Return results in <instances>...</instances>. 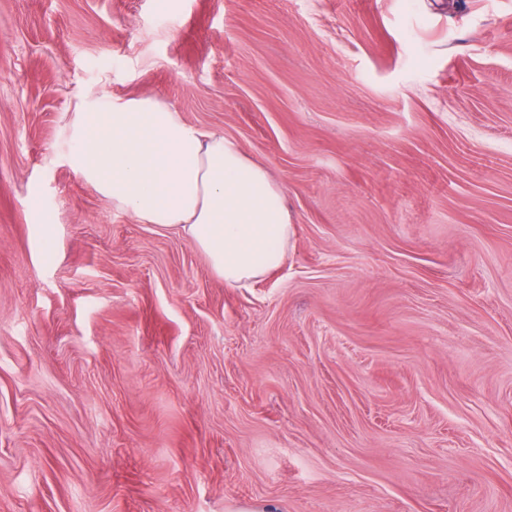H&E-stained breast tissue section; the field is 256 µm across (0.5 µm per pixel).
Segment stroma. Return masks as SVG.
<instances>
[{"label":"stroma","instance_id":"1","mask_svg":"<svg viewBox=\"0 0 512 512\" xmlns=\"http://www.w3.org/2000/svg\"><path fill=\"white\" fill-rule=\"evenodd\" d=\"M161 100L281 184L228 288L66 164ZM512 512V0H0V512Z\"/></svg>","mask_w":512,"mask_h":512}]
</instances>
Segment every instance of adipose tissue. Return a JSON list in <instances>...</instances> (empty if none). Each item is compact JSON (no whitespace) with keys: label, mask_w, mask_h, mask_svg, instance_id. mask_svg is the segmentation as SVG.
<instances>
[{"label":"adipose tissue","mask_w":512,"mask_h":512,"mask_svg":"<svg viewBox=\"0 0 512 512\" xmlns=\"http://www.w3.org/2000/svg\"><path fill=\"white\" fill-rule=\"evenodd\" d=\"M67 162L138 222L171 229L230 288L265 280L288 256L294 226L282 187L223 132L152 98L84 100Z\"/></svg>","instance_id":"1"}]
</instances>
